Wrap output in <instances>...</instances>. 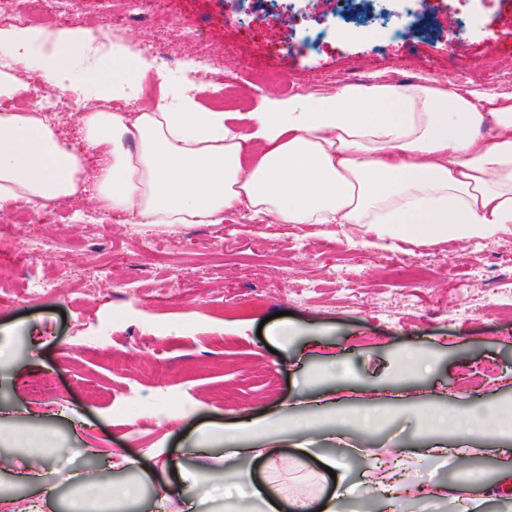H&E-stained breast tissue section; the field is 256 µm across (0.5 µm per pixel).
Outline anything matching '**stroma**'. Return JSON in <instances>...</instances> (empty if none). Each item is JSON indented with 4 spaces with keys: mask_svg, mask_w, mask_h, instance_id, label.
Returning a JSON list of instances; mask_svg holds the SVG:
<instances>
[{
    "mask_svg": "<svg viewBox=\"0 0 512 512\" xmlns=\"http://www.w3.org/2000/svg\"><path fill=\"white\" fill-rule=\"evenodd\" d=\"M165 8V51L179 66L170 88L188 87L182 68L197 63L202 101L216 110L419 75L451 90L512 92V0H424L407 37L384 29L373 40L353 26L315 50L300 28L332 22V0ZM213 62L237 78L232 95L207 81ZM83 112L72 98L49 120L93 168L101 151L82 140ZM52 211L50 224L0 226V265L12 280L0 290V351L12 361L0 366V446L22 453L55 434L61 502L75 465L96 467L75 455L88 443L141 459L150 481L131 512H155L162 481L212 447L210 426L270 414L310 423L276 441L274 466H250L283 499L328 494L318 457L339 452L331 433L341 422L344 441L360 450L350 482L396 453L413 484L461 487L477 473L496 487L497 451L512 436L481 433L482 453L466 469L424 450L469 406H512V231L377 246L361 227L278 224L242 208L220 225L176 226L94 221L80 200ZM60 232L73 245L64 256L14 250ZM147 238L159 254L142 252ZM413 273L422 281L415 290L406 286ZM34 279L53 280V290L27 297ZM304 439L318 455L298 452ZM212 481L201 474L191 486L206 498L201 512H249L236 471H225L220 499L206 497Z\"/></svg>",
    "mask_w": 512,
    "mask_h": 512,
    "instance_id": "1",
    "label": "stroma"
}]
</instances>
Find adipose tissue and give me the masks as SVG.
Segmentation results:
<instances>
[{
    "label": "adipose tissue",
    "mask_w": 512,
    "mask_h": 512,
    "mask_svg": "<svg viewBox=\"0 0 512 512\" xmlns=\"http://www.w3.org/2000/svg\"><path fill=\"white\" fill-rule=\"evenodd\" d=\"M131 64L153 69L132 45L88 28L0 27V206L61 204L90 187L100 213L119 211L138 224H219L242 205L281 224L366 226L382 244L512 228V94L451 93L433 78L372 80L265 96L248 112L211 110L184 93L124 112L116 102L138 92L123 75ZM27 70L43 87L98 101L82 121L85 140L104 151L98 169L87 170L76 147L26 111ZM274 430L287 432V419L220 427L222 447L197 456L194 472L266 456L260 442ZM85 454L98 470L73 473L83 500L102 512L139 502L140 485L111 478L116 468L137 471L136 458L112 448ZM0 472L36 489L39 512H58L50 458L2 452Z\"/></svg>",
    "instance_id": "1"
}]
</instances>
